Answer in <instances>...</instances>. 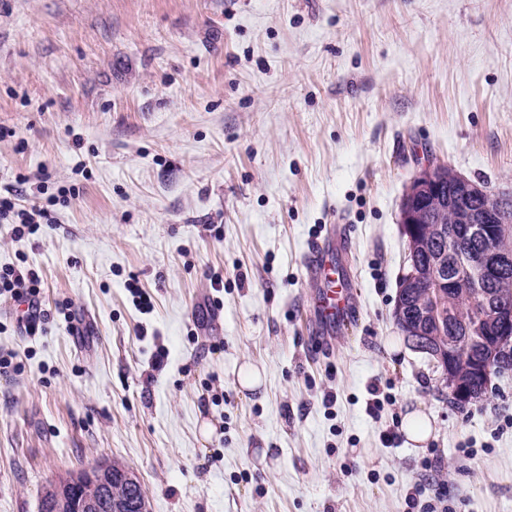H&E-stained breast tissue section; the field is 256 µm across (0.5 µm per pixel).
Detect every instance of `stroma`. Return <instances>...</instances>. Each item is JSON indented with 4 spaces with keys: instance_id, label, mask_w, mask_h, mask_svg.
Wrapping results in <instances>:
<instances>
[{
    "instance_id": "obj_1",
    "label": "stroma",
    "mask_w": 512,
    "mask_h": 512,
    "mask_svg": "<svg viewBox=\"0 0 512 512\" xmlns=\"http://www.w3.org/2000/svg\"><path fill=\"white\" fill-rule=\"evenodd\" d=\"M432 162L512 193V0H0V193L51 205L0 224L45 311L0 302V512L113 462L148 512H512V376L457 409L393 318ZM334 225L355 323L322 342ZM49 213L44 207L33 205L30 208H21L10 197L0 196V223L15 224L14 235L22 238L26 234H34L40 219H48ZM342 236L336 226L322 242L310 245L307 274L316 283L312 297L314 320L327 335L352 316L353 292L347 265L343 260ZM403 432L409 442L424 444L433 434L429 417L421 410L407 414L402 423Z\"/></svg>"
}]
</instances>
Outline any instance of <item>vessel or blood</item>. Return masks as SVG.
Returning a JSON list of instances; mask_svg holds the SVG:
<instances>
[{"label":"vessel or blood","instance_id":"b4317fda","mask_svg":"<svg viewBox=\"0 0 512 512\" xmlns=\"http://www.w3.org/2000/svg\"><path fill=\"white\" fill-rule=\"evenodd\" d=\"M307 274L317 291L311 301L314 320L325 333L349 321L353 292L347 265L343 259L342 238L336 233L310 245Z\"/></svg>","mask_w":512,"mask_h":512}]
</instances>
